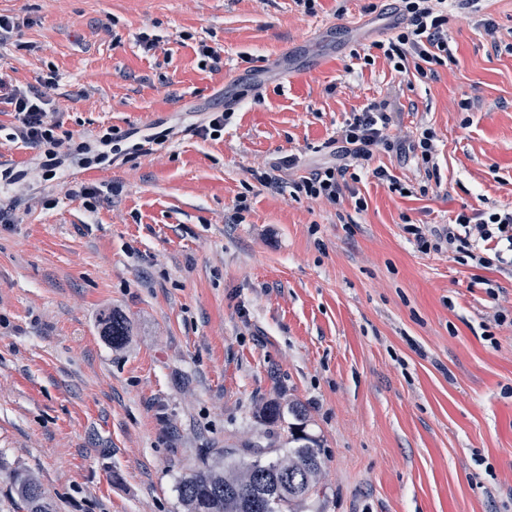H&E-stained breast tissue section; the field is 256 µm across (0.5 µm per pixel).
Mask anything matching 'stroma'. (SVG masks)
I'll list each match as a JSON object with an SVG mask.
<instances>
[{
    "mask_svg": "<svg viewBox=\"0 0 512 512\" xmlns=\"http://www.w3.org/2000/svg\"><path fill=\"white\" fill-rule=\"evenodd\" d=\"M0 14L19 24L0 70L57 75V137L121 136L116 160L55 164L45 207L47 158L10 139L0 103V200L26 210L0 224V512H24L16 471L56 512H184L202 449L279 447L270 401L301 402L322 441L324 493L299 512H512V275L406 231L512 207V0L451 16L457 64L402 72L379 48L395 0L313 15L296 0H0ZM384 98L391 139L432 131L431 166L382 150L371 164L390 181L357 170L335 206L294 195ZM221 108V137L197 135ZM291 154L279 187L253 178ZM72 182L123 191L90 209ZM107 308L133 325L117 349L99 335Z\"/></svg>",
    "mask_w": 512,
    "mask_h": 512,
    "instance_id": "obj_1",
    "label": "stroma"
}]
</instances>
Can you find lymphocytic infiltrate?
<instances>
[{"instance_id":"f902f5d3","label":"lymphocytic infiltrate","mask_w":512,"mask_h":512,"mask_svg":"<svg viewBox=\"0 0 512 512\" xmlns=\"http://www.w3.org/2000/svg\"><path fill=\"white\" fill-rule=\"evenodd\" d=\"M404 24L384 51L389 60L405 63L407 57L418 56L427 62L453 60L448 45V14L446 3L461 10L479 12L482 0H399ZM41 87L14 84L0 75V98L13 105L18 118L14 136L22 142L55 154L62 145L56 137L57 109L45 94L46 87L55 85V74L41 79ZM385 101L373 102L354 113L339 134L338 153L341 164L326 163L312 168L308 176L295 182L296 192L330 203L343 199L350 186L346 180L349 164L370 161L378 147L388 146L386 131L393 121ZM418 247L423 251L446 250L460 264L481 267L497 266L512 272V209L489 214L458 213L449 223L435 227L407 225Z\"/></svg>"}]
</instances>
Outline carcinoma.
Wrapping results in <instances>:
<instances>
[{"mask_svg": "<svg viewBox=\"0 0 512 512\" xmlns=\"http://www.w3.org/2000/svg\"><path fill=\"white\" fill-rule=\"evenodd\" d=\"M100 336L113 348L130 339L131 322L121 312L105 310L99 319ZM260 417L268 423L288 422V455L263 460L265 448H243L240 458L224 452L228 462L187 474L178 497L185 512H298L297 507L320 491L323 467L321 440L307 431L305 407L296 402L283 410L277 402L263 405ZM282 474L298 476L296 483L279 481ZM16 494L26 512H55L41 482L33 475L13 477Z\"/></svg>", "mask_w": 512, "mask_h": 512, "instance_id": "obj_1", "label": "carcinoma"}]
</instances>
